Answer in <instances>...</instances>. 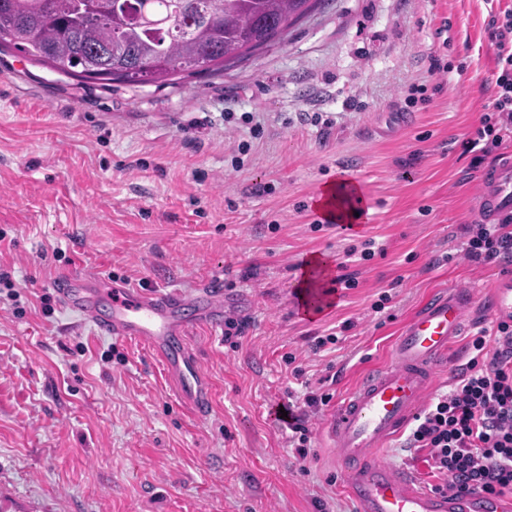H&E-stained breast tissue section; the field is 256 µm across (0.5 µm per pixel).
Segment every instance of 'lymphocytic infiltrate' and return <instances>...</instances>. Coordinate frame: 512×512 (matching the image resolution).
Returning <instances> with one entry per match:
<instances>
[{"label": "lymphocytic infiltrate", "instance_id": "1", "mask_svg": "<svg viewBox=\"0 0 512 512\" xmlns=\"http://www.w3.org/2000/svg\"><path fill=\"white\" fill-rule=\"evenodd\" d=\"M487 33L497 48L494 96L464 145L477 164L512 138V10L491 15ZM462 232L469 261L512 258L511 213L494 224L464 225ZM469 347L473 355L453 387L416 417L409 445L423 452L435 491L512 494V323L478 330Z\"/></svg>", "mask_w": 512, "mask_h": 512}]
</instances>
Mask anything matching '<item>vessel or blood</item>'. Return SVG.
<instances>
[{"label":"vessel or blood","mask_w":512,"mask_h":512,"mask_svg":"<svg viewBox=\"0 0 512 512\" xmlns=\"http://www.w3.org/2000/svg\"><path fill=\"white\" fill-rule=\"evenodd\" d=\"M509 212L512 154L481 174L474 214L491 224ZM56 286L62 304L82 313L101 335L147 345L162 361L179 398L196 415H205L211 383L200 368L189 331L200 324L218 327L226 299L217 285L198 290L193 315L187 312L192 301L181 294L142 292L100 273H67ZM480 304L472 290H448L428 298L397 336L392 362L365 373L328 419L326 430L337 448L336 468L360 512H512V501L483 492L420 491L378 455L418 413L450 340ZM488 304L495 319L512 322V276L496 282Z\"/></svg>","instance_id":"vessel-or-blood-1"}]
</instances>
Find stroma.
I'll return each instance as SVG.
<instances>
[{"mask_svg": "<svg viewBox=\"0 0 512 512\" xmlns=\"http://www.w3.org/2000/svg\"><path fill=\"white\" fill-rule=\"evenodd\" d=\"M510 8L322 0L285 42L165 85L81 82L0 47V512H359L324 432L332 411L430 294L484 296L503 273L461 253L479 188L463 145L493 98L487 22ZM339 178L363 223L320 218ZM368 239L383 252L349 255ZM314 254L358 285L309 321L296 290ZM72 268L145 292L221 281L225 317L251 325L233 348L223 329L193 330L205 417L147 348L61 305L54 282ZM493 323L466 325L436 393ZM308 389L332 399L303 459L272 406Z\"/></svg>", "mask_w": 512, "mask_h": 512, "instance_id": "obj_1", "label": "stroma"}]
</instances>
